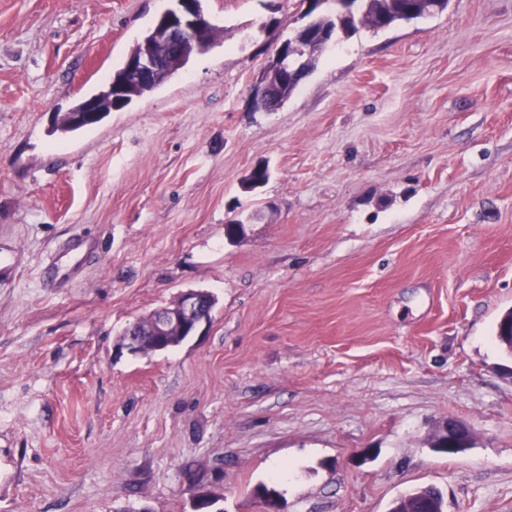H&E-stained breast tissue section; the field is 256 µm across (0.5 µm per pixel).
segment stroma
Here are the masks:
<instances>
[{
  "label": "stroma",
  "mask_w": 512,
  "mask_h": 512,
  "mask_svg": "<svg viewBox=\"0 0 512 512\" xmlns=\"http://www.w3.org/2000/svg\"><path fill=\"white\" fill-rule=\"evenodd\" d=\"M171 5L0 0V512H261V484L282 512L421 486L512 512V0L341 36L270 112L308 17L201 0L207 52L55 131ZM189 289L216 300L194 336L125 345ZM289 48V51H288ZM313 45L305 46L303 41L299 39L297 34L290 41L287 39L281 44L276 51L274 57L269 61L265 71L260 79L259 86L254 95V105L256 108L272 111L275 110L281 103L278 100H273V78L276 73H281L283 67H287L288 53L293 50H311ZM439 431L447 438L448 447L438 449L444 451L448 456H457L465 452L467 448L459 446L470 441L471 430L466 423L458 419L448 418L440 426Z\"/></svg>",
  "instance_id": "35a3bbf8"
}]
</instances>
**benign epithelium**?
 Segmentation results:
<instances>
[{"label":"benign epithelium","instance_id":"1","mask_svg":"<svg viewBox=\"0 0 512 512\" xmlns=\"http://www.w3.org/2000/svg\"><path fill=\"white\" fill-rule=\"evenodd\" d=\"M209 23L197 6V0H176L175 6L166 9L147 31L138 52L127 57L120 77L111 78L107 94L112 90H130L138 85L151 84L167 73L175 61L185 62L191 50H200L204 43L197 38L198 32ZM299 37L281 44L269 61L254 95V105L265 111L276 109L280 102L272 98L273 78L288 64V51L311 50ZM208 298L203 291L187 290L177 300L161 308L151 327L156 349L179 338L188 327L198 328L208 321ZM447 438L444 452L457 456L465 452L461 447L470 441L471 430L461 420L450 418L439 428Z\"/></svg>","mask_w":512,"mask_h":512}]
</instances>
